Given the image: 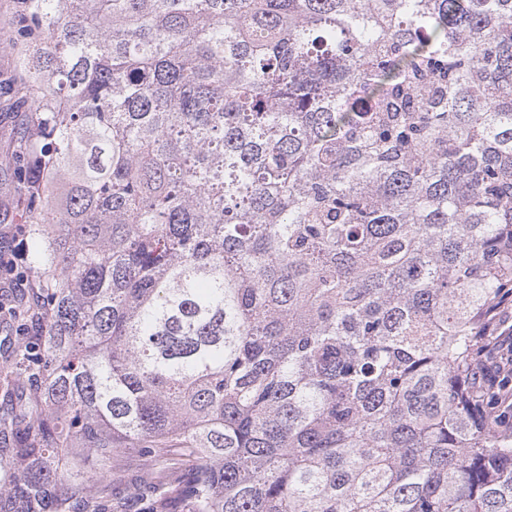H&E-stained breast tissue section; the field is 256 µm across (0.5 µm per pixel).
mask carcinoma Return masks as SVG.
I'll use <instances>...</instances> for the list:
<instances>
[{"label":"carcinoma","mask_w":512,"mask_h":512,"mask_svg":"<svg viewBox=\"0 0 512 512\" xmlns=\"http://www.w3.org/2000/svg\"><path fill=\"white\" fill-rule=\"evenodd\" d=\"M22 13L0 512H512V0ZM509 309L512 314L510 291L505 292L487 310V320L480 329V334L487 338L489 343L483 349L481 358L488 355L484 360H480L473 373L474 387L478 391L493 394L495 407L501 408L500 413L496 415V410H493V414L496 415V427L504 433L509 429L510 433L512 432V336L511 343H509V337L501 338L504 336L501 331L503 325L501 318L508 313ZM494 354L496 356H493ZM489 358H495V361L490 362L491 365H488ZM508 373H510V378Z\"/></svg>","instance_id":"1"}]
</instances>
